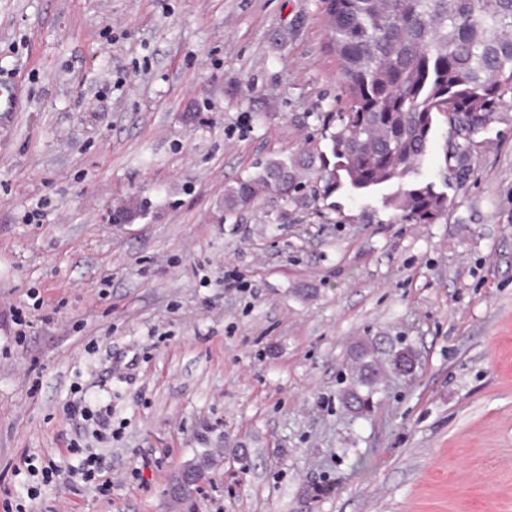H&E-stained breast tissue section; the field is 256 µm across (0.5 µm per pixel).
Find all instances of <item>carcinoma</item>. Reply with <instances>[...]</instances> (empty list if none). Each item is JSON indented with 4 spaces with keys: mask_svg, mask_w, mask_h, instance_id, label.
I'll use <instances>...</instances> for the list:
<instances>
[{
    "mask_svg": "<svg viewBox=\"0 0 512 512\" xmlns=\"http://www.w3.org/2000/svg\"><path fill=\"white\" fill-rule=\"evenodd\" d=\"M330 42L340 63L345 121L329 135L328 154L270 157L224 189V211L270 194L304 198L299 171L325 182L327 196L346 186L381 192L382 204L409 224H432L448 196L415 176L434 149L438 121L450 129L444 163L469 175L473 138L492 114L512 107V0H325ZM356 374L343 399L364 409L380 381L377 348L356 346ZM389 365L407 372L413 352L393 349Z\"/></svg>",
    "mask_w": 512,
    "mask_h": 512,
    "instance_id": "cac0c4a2",
    "label": "carcinoma"
}]
</instances>
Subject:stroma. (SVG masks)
I'll use <instances>...</instances> for the list:
<instances>
[{"label":"stroma","mask_w":512,"mask_h":512,"mask_svg":"<svg viewBox=\"0 0 512 512\" xmlns=\"http://www.w3.org/2000/svg\"><path fill=\"white\" fill-rule=\"evenodd\" d=\"M0 79L19 90L0 114V512H512V112L462 183L438 125L435 223L310 178L300 204L228 215L257 161L327 149L323 0H0ZM366 338L416 369L360 414L341 392ZM75 384L111 406L112 443L66 417ZM76 438L110 497L29 476L78 464Z\"/></svg>","instance_id":"35a3bbf8"}]
</instances>
